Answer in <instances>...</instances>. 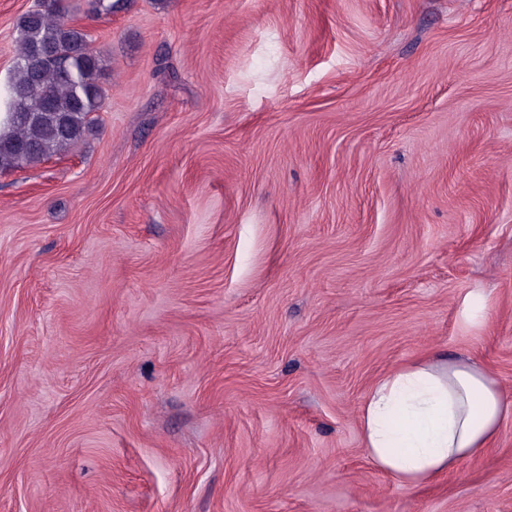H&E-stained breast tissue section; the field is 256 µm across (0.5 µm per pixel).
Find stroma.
<instances>
[{"label": "stroma", "mask_w": 512, "mask_h": 512, "mask_svg": "<svg viewBox=\"0 0 512 512\" xmlns=\"http://www.w3.org/2000/svg\"><path fill=\"white\" fill-rule=\"evenodd\" d=\"M70 4L105 107L0 170V512H512V418L414 489L358 423L435 352L512 395V0Z\"/></svg>", "instance_id": "stroma-1"}]
</instances>
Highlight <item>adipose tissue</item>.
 <instances>
[{"mask_svg":"<svg viewBox=\"0 0 512 512\" xmlns=\"http://www.w3.org/2000/svg\"><path fill=\"white\" fill-rule=\"evenodd\" d=\"M512 398L469 358L442 353L380 378L359 408L371 462L405 488H416L488 448Z\"/></svg>","mask_w":512,"mask_h":512,"instance_id":"1","label":"adipose tissue"}]
</instances>
